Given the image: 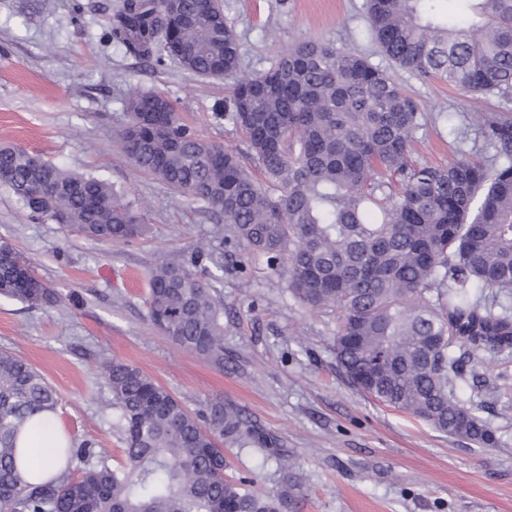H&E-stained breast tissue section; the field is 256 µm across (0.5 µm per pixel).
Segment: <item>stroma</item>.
<instances>
[{
    "mask_svg": "<svg viewBox=\"0 0 512 512\" xmlns=\"http://www.w3.org/2000/svg\"><path fill=\"white\" fill-rule=\"evenodd\" d=\"M241 44V71L253 74L296 42L328 39L392 74L425 120L413 157L435 165L467 152L490 163L477 115L512 113V95H473L403 69L376 49L367 0H223ZM121 0H0V145H17L59 166L121 187L148 212V233L104 243L33 220L0 187V241L12 243L63 295L31 309L0 296V348L28 360L55 388L57 420L75 443L91 442L110 464L122 460L98 379L104 361L137 366L195 412L211 399L238 405L275 447L225 449L227 475L278 487L291 458L305 475L299 512H512V410L493 393L512 385V359L477 368L487 395L482 417L497 444L480 448L373 402L336 369L333 312H313L286 294L266 264L224 250L216 290L224 306V355L217 367L170 342L148 317L147 272L180 263L198 243L218 244L224 224L201 203L135 169L114 132L123 95L139 84L164 91L199 134L228 150L242 135L216 115L237 78L203 79L126 54L110 34Z\"/></svg>",
    "mask_w": 512,
    "mask_h": 512,
    "instance_id": "1",
    "label": "stroma"
}]
</instances>
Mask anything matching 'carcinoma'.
Masks as SVG:
<instances>
[{"label": "carcinoma", "mask_w": 512, "mask_h": 512, "mask_svg": "<svg viewBox=\"0 0 512 512\" xmlns=\"http://www.w3.org/2000/svg\"><path fill=\"white\" fill-rule=\"evenodd\" d=\"M435 0H367L379 51L401 68L471 94H512V0H461L440 16ZM112 38L135 58L203 78L240 70V42L220 0H123ZM117 144L133 166L203 203L224 221L230 247L265 260L300 303L336 310V367L368 398L433 429L494 446L480 404L458 397L464 362L512 355V115L482 117L495 165L466 153L446 167L417 164L410 147L425 115L367 58L332 41H299L263 72L241 76L217 116L241 131L226 150L183 121L164 94L132 85ZM0 182L32 219L88 239L129 243L147 215L127 194L20 147H0ZM213 246L149 273L148 317L178 347L224 366V311L194 267L218 263ZM0 296L48 308L62 294L4 261ZM112 428L124 461L91 445L60 449L67 467L43 482L19 472L20 432L58 398L27 360L0 349V512H297L295 464L262 493L224 478V443L261 447L273 437L246 412L214 398L199 414L140 369L104 364Z\"/></svg>", "instance_id": "cac0c4a2"}]
</instances>
